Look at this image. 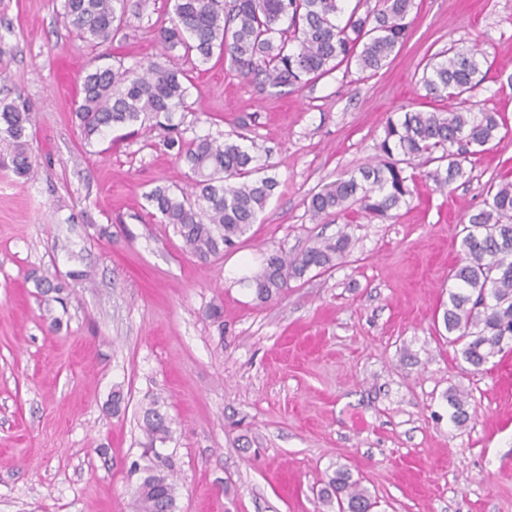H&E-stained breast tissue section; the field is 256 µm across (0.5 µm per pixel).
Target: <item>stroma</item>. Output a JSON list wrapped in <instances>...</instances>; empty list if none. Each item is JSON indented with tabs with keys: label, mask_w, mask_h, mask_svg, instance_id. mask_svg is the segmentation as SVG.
Segmentation results:
<instances>
[{
	"label": "stroma",
	"mask_w": 512,
	"mask_h": 512,
	"mask_svg": "<svg viewBox=\"0 0 512 512\" xmlns=\"http://www.w3.org/2000/svg\"><path fill=\"white\" fill-rule=\"evenodd\" d=\"M63 4L0 0V102L30 112L35 159L17 176L0 141V512H132L154 398L171 421L161 453L178 512H323L318 491L339 465L372 512H512V352L470 372L442 322L461 222L512 180V0H414L411 36L378 72L341 66L264 91L222 59L163 52L170 0L97 47L65 25ZM451 47L485 52L470 103L502 114L505 137L444 191L417 180L395 218L312 213L314 193L376 158L388 117L429 109L423 74ZM159 55L190 77L172 116L183 138L245 136L278 181L257 223L206 264L147 199L194 187L167 129L84 141L74 97L57 91L59 61L78 79ZM342 232L351 248L333 268L255 299L247 279L268 254ZM72 270L86 280L47 311L33 277ZM451 390L468 398L465 426Z\"/></svg>",
	"instance_id": "stroma-1"
}]
</instances>
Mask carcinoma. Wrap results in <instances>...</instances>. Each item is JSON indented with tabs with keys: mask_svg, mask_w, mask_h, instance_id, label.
Returning a JSON list of instances; mask_svg holds the SVG:
<instances>
[{
	"mask_svg": "<svg viewBox=\"0 0 512 512\" xmlns=\"http://www.w3.org/2000/svg\"><path fill=\"white\" fill-rule=\"evenodd\" d=\"M342 0H173L168 24L158 32L166 49L180 47L202 63L218 55L239 75L260 88L295 89L338 66L357 62L363 70L381 68L397 45L409 38L413 0H378L364 15L352 10L337 22ZM151 0H64V18L83 40L112 42L126 15L141 16ZM481 60L475 50H448L444 59L423 75L426 97L448 101L443 112H407L402 120H386L377 160L359 174L348 173L330 188L311 196L316 214L344 213L352 207L369 218L387 219L413 196L405 161L437 164L426 178L442 190L464 174V164L492 143L504 126L497 112L465 108L467 94L482 81ZM188 75L159 58L140 69L95 67L80 83L74 121L86 142L114 127L144 126L170 120L185 107ZM31 115L12 104L0 105V139L13 147L14 172L28 176L33 159L28 148ZM164 147L190 165L195 191L177 195L156 187L148 201L172 226L187 253L201 263L232 249L264 210L278 186L262 170L257 145L247 147L224 134L191 141L169 137ZM463 257L453 271L454 288L443 311L446 331L461 345L459 354L478 372L490 359L512 350V181L501 185L485 207L467 214L462 224ZM351 240L341 233L315 243L293 257L271 254L254 274L250 287L260 302L270 301L292 279L312 269L327 270L349 253ZM34 286L45 301L66 306L67 284L44 275ZM452 417L458 424L470 419L467 398L448 392ZM142 457L148 464L132 494L134 512H177L173 475L160 469L159 446L170 439V420L157 399L142 412ZM328 512H371L368 491L337 469L320 491Z\"/></svg>",
	"mask_w": 512,
	"mask_h": 512,
	"instance_id": "obj_1",
	"label": "carcinoma"
}]
</instances>
